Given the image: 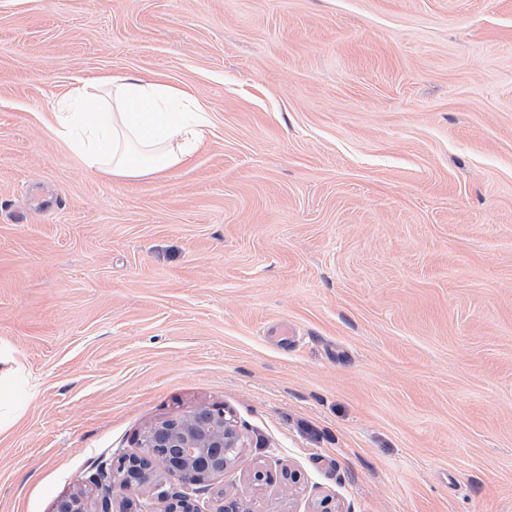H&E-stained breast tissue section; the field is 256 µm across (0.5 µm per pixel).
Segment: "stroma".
<instances>
[{"label": "stroma", "mask_w": 512, "mask_h": 512, "mask_svg": "<svg viewBox=\"0 0 512 512\" xmlns=\"http://www.w3.org/2000/svg\"><path fill=\"white\" fill-rule=\"evenodd\" d=\"M124 74L205 107L190 162L56 135ZM0 371V512L202 405L246 441L202 512H512V0H0Z\"/></svg>", "instance_id": "stroma-1"}]
</instances>
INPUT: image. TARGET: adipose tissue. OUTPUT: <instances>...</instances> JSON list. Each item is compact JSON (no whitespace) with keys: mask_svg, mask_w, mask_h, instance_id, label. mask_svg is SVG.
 Returning a JSON list of instances; mask_svg holds the SVG:
<instances>
[{"mask_svg":"<svg viewBox=\"0 0 512 512\" xmlns=\"http://www.w3.org/2000/svg\"><path fill=\"white\" fill-rule=\"evenodd\" d=\"M199 112L161 80L110 76L74 89L54 120L88 168L115 180L146 179L192 157L205 138Z\"/></svg>","mask_w":512,"mask_h":512,"instance_id":"obj_1","label":"adipose tissue"}]
</instances>
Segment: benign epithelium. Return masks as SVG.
I'll list each match as a JSON object with an SVG mask.
<instances>
[{
	"instance_id": "7a95c632",
	"label": "benign epithelium",
	"mask_w": 512,
	"mask_h": 512,
	"mask_svg": "<svg viewBox=\"0 0 512 512\" xmlns=\"http://www.w3.org/2000/svg\"><path fill=\"white\" fill-rule=\"evenodd\" d=\"M244 438L224 409L200 407L176 416L170 424L164 418L150 424L140 435L137 451L119 458L110 473L94 481L101 489L96 512H112L111 484L131 489L152 486L166 502L165 512H200L196 494L200 485L224 473L227 464L243 447ZM180 449L179 467L155 466L154 448ZM56 512H91L82 495L63 498Z\"/></svg>"
}]
</instances>
